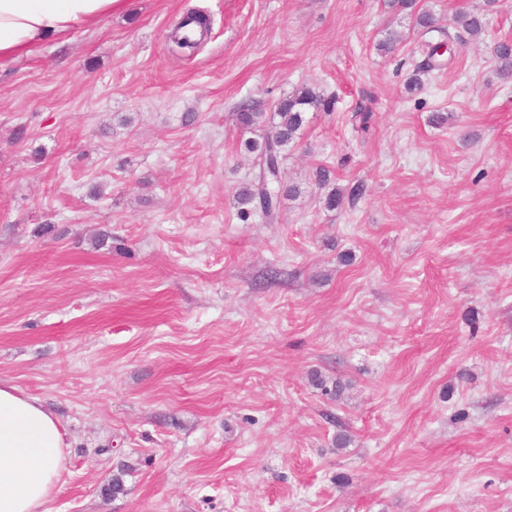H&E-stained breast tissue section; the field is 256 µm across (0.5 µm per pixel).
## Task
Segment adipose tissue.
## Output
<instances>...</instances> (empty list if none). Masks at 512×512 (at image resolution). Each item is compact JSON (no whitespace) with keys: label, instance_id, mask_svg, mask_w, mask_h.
I'll return each mask as SVG.
<instances>
[{"label":"adipose tissue","instance_id":"obj_1","mask_svg":"<svg viewBox=\"0 0 512 512\" xmlns=\"http://www.w3.org/2000/svg\"><path fill=\"white\" fill-rule=\"evenodd\" d=\"M127 0H0V61L124 10ZM66 432L37 397L0 384V512H46L64 468Z\"/></svg>","mask_w":512,"mask_h":512}]
</instances>
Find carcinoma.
<instances>
[{
  "instance_id": "carcinoma-1",
  "label": "carcinoma",
  "mask_w": 512,
  "mask_h": 512,
  "mask_svg": "<svg viewBox=\"0 0 512 512\" xmlns=\"http://www.w3.org/2000/svg\"><path fill=\"white\" fill-rule=\"evenodd\" d=\"M457 24L467 33L477 36L483 30V14L480 12L462 14ZM493 57L499 63L502 75H512V40H499L493 46ZM329 107V103L313 87H303L282 98L270 114L269 126L262 140L245 142L248 151L258 158L267 159V166H259L257 181L240 191L238 202L242 206L260 209L269 222L276 220L282 193L278 166L282 148L301 133L307 112ZM237 120L244 130H250L263 122L264 113L257 111L251 101H241L236 106Z\"/></svg>"
}]
</instances>
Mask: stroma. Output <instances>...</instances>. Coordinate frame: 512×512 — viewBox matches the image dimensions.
Listing matches in <instances>:
<instances>
[{"label":"stroma","instance_id":"obj_1","mask_svg":"<svg viewBox=\"0 0 512 512\" xmlns=\"http://www.w3.org/2000/svg\"><path fill=\"white\" fill-rule=\"evenodd\" d=\"M510 37L512 0H129L0 64V382L66 427L50 512H512ZM304 85L300 193L241 216L236 105Z\"/></svg>","mask_w":512,"mask_h":512}]
</instances>
